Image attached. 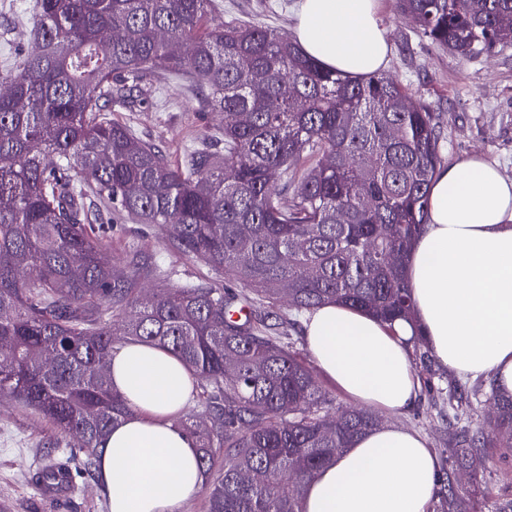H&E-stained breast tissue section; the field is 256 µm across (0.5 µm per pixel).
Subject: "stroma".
<instances>
[{"instance_id":"stroma-1","label":"stroma","mask_w":512,"mask_h":512,"mask_svg":"<svg viewBox=\"0 0 512 512\" xmlns=\"http://www.w3.org/2000/svg\"><path fill=\"white\" fill-rule=\"evenodd\" d=\"M223 19L257 18L271 28L294 33L298 0H221ZM380 15L390 51L385 71L428 104L440 127L444 166L482 155L512 178V46L470 58L421 38L395 0H380ZM138 111L113 108L112 118L135 126L161 144L171 159L219 125V113L199 104L185 83L156 81ZM116 266L137 251L155 260L145 269L144 287L157 267L171 269L172 284L215 280L205 265L183 257L157 230L128 219L111 224L105 237ZM419 390L412 407L398 414L379 412L382 424H397L422 434L435 451L443 479L449 480L464 512H500L512 504V448H482L479 475L459 467L456 442L461 431L476 433L487 417L488 377L464 379L421 360L413 362ZM65 465L72 481L63 495L45 493L40 472ZM75 438L62 432L23 401L0 396V512H109L97 477L82 474Z\"/></svg>"}]
</instances>
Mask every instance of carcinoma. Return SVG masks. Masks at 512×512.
<instances>
[{
    "mask_svg": "<svg viewBox=\"0 0 512 512\" xmlns=\"http://www.w3.org/2000/svg\"><path fill=\"white\" fill-rule=\"evenodd\" d=\"M416 32L462 57L512 45V0H397ZM27 41L0 80V395L76 437L91 476L129 412L101 366L137 341L178 358L204 410L196 441L207 512H302L307 481L370 411L335 406L293 350L291 313L336 302L384 323L414 314L405 261L442 164L434 112L385 72L352 78L217 0H34ZM119 37L112 38V30ZM161 75L224 113L223 147L181 162L112 121ZM152 224L183 255L239 283L156 288L142 300L98 228ZM81 272H73L74 266ZM288 287V309L278 307ZM459 441L465 463L493 437L512 448V397ZM265 471L270 480L247 476Z\"/></svg>",
    "mask_w": 512,
    "mask_h": 512,
    "instance_id": "carcinoma-1",
    "label": "carcinoma"
}]
</instances>
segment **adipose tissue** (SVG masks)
I'll list each match as a JSON object with an SVG mask.
<instances>
[{
    "label": "adipose tissue",
    "mask_w": 512,
    "mask_h": 512,
    "mask_svg": "<svg viewBox=\"0 0 512 512\" xmlns=\"http://www.w3.org/2000/svg\"><path fill=\"white\" fill-rule=\"evenodd\" d=\"M295 35L306 55L351 77L383 68L389 52L378 0H301ZM406 276L412 323L388 326L338 303L307 316L305 345L320 373L357 404L402 412L418 394L408 351L418 332L439 366L492 377L512 396V179L478 155L439 171ZM111 379L132 411L97 462L110 512H178L204 482L197 443L177 422L192 378L167 352L128 343L112 353ZM440 471L421 434L384 425L316 472L302 509L429 512Z\"/></svg>",
    "instance_id": "adipose-tissue-1"
}]
</instances>
